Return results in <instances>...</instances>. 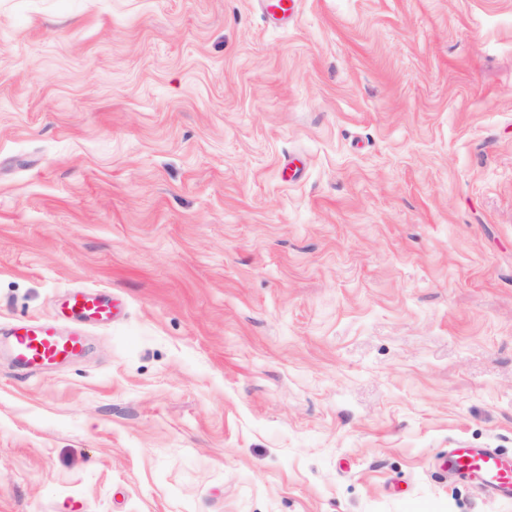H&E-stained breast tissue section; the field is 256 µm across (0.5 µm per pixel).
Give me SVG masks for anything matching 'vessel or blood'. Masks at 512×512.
<instances>
[{"label": "vessel or blood", "mask_w": 512, "mask_h": 512, "mask_svg": "<svg viewBox=\"0 0 512 512\" xmlns=\"http://www.w3.org/2000/svg\"><path fill=\"white\" fill-rule=\"evenodd\" d=\"M64 318L80 322H105L112 318V304L93 288H70L60 304ZM15 360L31 372L52 368L83 353V335L60 334L55 320H31L15 325L9 336ZM449 470L464 471L482 486L498 492L512 488V460L490 449L453 448L448 452Z\"/></svg>", "instance_id": "vessel-or-blood-1"}]
</instances>
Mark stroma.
<instances>
[{"label":"stroma","mask_w":512,"mask_h":512,"mask_svg":"<svg viewBox=\"0 0 512 512\" xmlns=\"http://www.w3.org/2000/svg\"><path fill=\"white\" fill-rule=\"evenodd\" d=\"M0 0V512H512V0ZM64 318L80 322L112 320V302L93 288H69L60 304ZM9 344L15 360L29 372H36L81 356L86 340L82 334H60L54 319H38L15 325ZM447 465L449 471L467 472L490 491L512 488V460L493 450L452 448L448 451Z\"/></svg>","instance_id":"1"}]
</instances>
